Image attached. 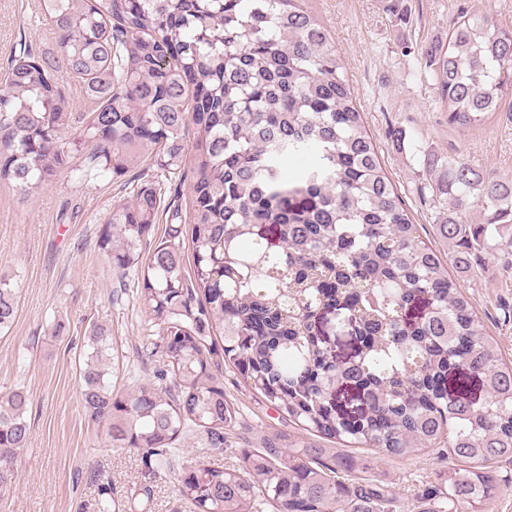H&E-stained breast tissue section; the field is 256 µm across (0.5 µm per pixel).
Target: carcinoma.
Segmentation results:
<instances>
[{
    "label": "carcinoma",
    "mask_w": 512,
    "mask_h": 512,
    "mask_svg": "<svg viewBox=\"0 0 512 512\" xmlns=\"http://www.w3.org/2000/svg\"><path fill=\"white\" fill-rule=\"evenodd\" d=\"M42 9L61 67L96 109L60 143L57 67L21 49L0 80V182L37 191L78 153L86 180L120 177L141 154L165 177L189 148L200 151L190 223L165 225L142 255L161 208V184L148 180L113 205L100 232L114 268L141 279L139 300L175 378L173 392L149 382L113 391L107 329L90 330L82 405L107 425L112 447L166 455L193 425L223 445L237 415L212 370L221 350L307 433L388 459L448 449L456 465L420 512H486L493 465L512 461V362L460 280L476 273L479 253L512 245V179L429 156L434 228L448 252L426 242L381 165L339 51L299 0H43ZM426 54L449 124L474 127L497 111L512 29L462 13ZM305 155L289 174L283 158ZM16 310L0 277V331ZM324 311L354 323V355L327 349L315 329ZM461 370L482 399L450 383ZM27 405L21 389L0 397L1 493L30 439ZM353 468L334 448L276 434L241 449L232 467H185L178 496L189 512H399L391 490L342 477Z\"/></svg>",
    "instance_id": "carcinoma-1"
}]
</instances>
